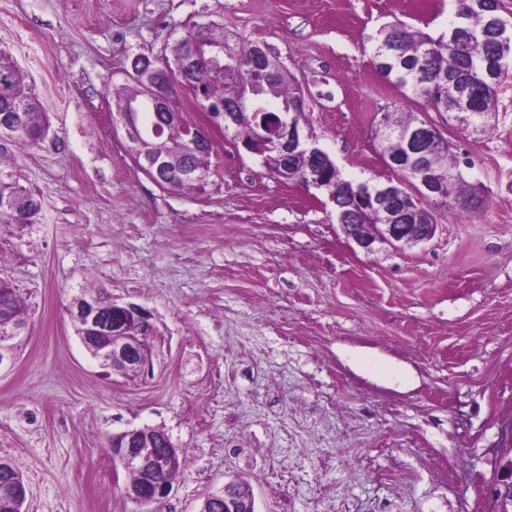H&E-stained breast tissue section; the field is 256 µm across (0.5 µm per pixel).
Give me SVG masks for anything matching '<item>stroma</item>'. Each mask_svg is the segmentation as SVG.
I'll return each mask as SVG.
<instances>
[{"label":"stroma","instance_id":"obj_1","mask_svg":"<svg viewBox=\"0 0 512 512\" xmlns=\"http://www.w3.org/2000/svg\"><path fill=\"white\" fill-rule=\"evenodd\" d=\"M454 16L455 0H0V51L50 120L37 147L0 141L42 202L22 234L0 225V277L30 307L0 363V456L26 512H145L107 447L143 426L187 457L160 512H198L237 477L256 512H489L512 442V78L489 134L443 125L487 208L374 254L221 131L205 189L170 193L112 124L134 58L166 65L210 25L278 56L347 179L382 178L383 113L443 123L379 76L366 39ZM91 287L152 312V371L108 375L85 350L66 307Z\"/></svg>","mask_w":512,"mask_h":512}]
</instances>
